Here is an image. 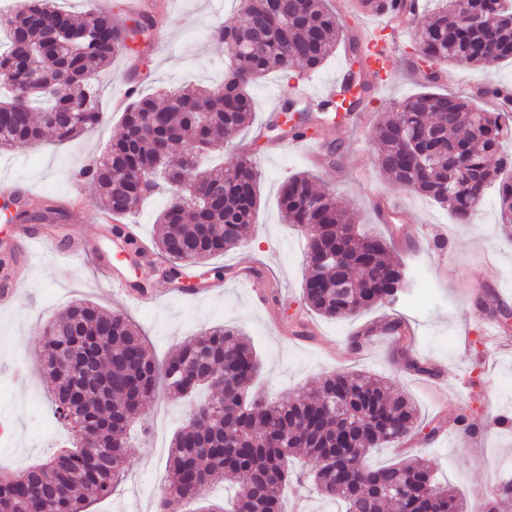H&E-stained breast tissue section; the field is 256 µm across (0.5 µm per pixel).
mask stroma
<instances>
[{
	"mask_svg": "<svg viewBox=\"0 0 512 512\" xmlns=\"http://www.w3.org/2000/svg\"><path fill=\"white\" fill-rule=\"evenodd\" d=\"M154 14L164 29L168 51L147 56L119 55L98 73L100 109L104 120L76 139L59 143L47 139L34 149L0 153V179L8 178L37 197L53 198L63 209L61 232L68 237L96 238L98 259L75 257L30 260L27 252L0 250V263L27 265L30 283L9 310H0V471L17 473L48 460L70 435L51 408L52 380L33 337L72 302L89 300L110 312L126 315L141 331L158 361H165L201 331L224 326L244 331L256 348L261 369L258 389L296 398L316 388L331 372H368L385 378L417 406L421 428L397 447L372 452L370 463L381 465L407 457L428 460L439 486H454L473 502L483 486L512 481V344H492L477 305L475 286L499 282L512 305V236L500 232L498 202L489 196L471 223L458 224L446 210L389 182L375 162L374 126L395 101L420 92L423 82L404 73L411 36H404L391 66L394 79L374 89L357 119L345 122L321 115L313 118L309 134L337 146L334 161L313 165L304 148L256 128L275 119L273 97H286L296 81L317 89L335 77L344 64L336 50L319 70L294 67L292 73L273 72L252 84L254 125L234 138L244 147L261 174L255 222L242 242L224 255L190 267L198 287L173 292L154 273L159 253L121 262L127 283L142 282L160 294L157 304L124 302L118 289L103 283L99 265H112L117 246L91 212L95 187L81 176L82 168L122 131V114L112 99L126 83L146 94L164 87L216 86L224 79L228 53L210 36L213 26L240 23L232 0H164ZM453 82L442 91L466 95L477 86H512V65L478 68L466 62L450 67ZM307 172L317 185L332 190L338 204L348 207L356 221L383 239L395 260L413 275L404 299L381 305L341 322L310 311L302 300L307 275L304 236L281 220L279 191L291 175ZM251 267L264 280L262 294L236 285L234 272ZM404 320L414 336L413 352L433 369L421 376L407 371L392 337L372 336L360 346L351 337L377 323ZM148 434L131 432L128 475L110 496L92 502L86 512H159L171 481L166 468L175 429L190 414L187 403L166 393L148 402ZM467 415V426L457 425Z\"/></svg>",
	"mask_w": 512,
	"mask_h": 512,
	"instance_id": "1",
	"label": "stroma"
}]
</instances>
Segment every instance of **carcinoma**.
<instances>
[{"label":"carcinoma","mask_w":512,"mask_h":512,"mask_svg":"<svg viewBox=\"0 0 512 512\" xmlns=\"http://www.w3.org/2000/svg\"><path fill=\"white\" fill-rule=\"evenodd\" d=\"M429 20L416 33L437 69L460 61L477 66L512 64V0H440ZM244 22L217 25L212 37L223 43L238 79L227 95L211 89L170 92L161 98L140 95L123 113V133L85 166L83 176L98 192L95 204L129 216L148 195L166 196L156 223V240L167 264L160 275L176 281L184 276L182 261L200 262L236 247L253 223L260 174L241 154L236 164L251 176L243 189L226 184L224 193L200 207L177 204L173 188L142 186L134 173L160 157L188 187L187 194L207 195L224 181V167L202 164L195 151L220 146L225 135L249 126L253 100L249 87L276 68L299 62L309 70L323 66L336 50L342 33L357 16L342 18L327 0H236ZM10 18L0 41V150L34 147L48 134L70 140L101 119L95 89L97 70L131 51L136 37L153 27L143 16L131 27L94 9L74 15L57 0H23ZM32 56L41 75L38 84L15 100L21 74L13 59ZM349 79L338 93L349 101L346 113L358 111L372 86L363 80L367 52L349 44ZM68 86V93L52 89ZM340 102H308L300 108L301 122L290 133L306 135L311 112H323ZM404 136L418 140L428 152L429 172L400 152ZM374 139L377 164L395 184L448 209L460 224L473 218L472 203L484 201L495 188L500 201L499 224L512 228V114L473 111L463 96L425 90L392 104L378 123ZM283 220L307 232L311 246L304 261L309 274L302 292L305 305L319 315L344 320L375 305L397 302L395 287L404 267L387 254L385 242L359 229L351 216L321 190L312 176L298 174L280 189ZM58 207H38L21 198L12 222H54ZM343 251L341 269L320 263L327 252ZM107 349H99L101 342ZM55 367L52 411L71 429L75 449L62 450L48 461L23 472L0 477V508L7 512H85L123 480L130 461L114 438L127 433L147 402L163 387L179 398L192 397L225 374L224 389L198 400V411L173 436L167 467L173 483L161 500L160 512H177L184 502L197 512H284L288 488L311 485L319 495L345 505V512H464L453 488L432 496L433 469L424 459L411 458L373 467L371 452L400 444L417 427L420 415L403 393L389 392L387 381L359 372L325 375L318 388L298 399L275 401L252 391L260 369L257 353L243 332L215 327L195 337L160 365L135 326L123 315L107 313L90 301L69 306L38 336ZM350 397L346 409L326 404L335 393ZM337 459L331 473L323 463ZM230 478L232 494L224 503L210 497L213 485Z\"/></svg>","instance_id":"cac0c4a2"}]
</instances>
